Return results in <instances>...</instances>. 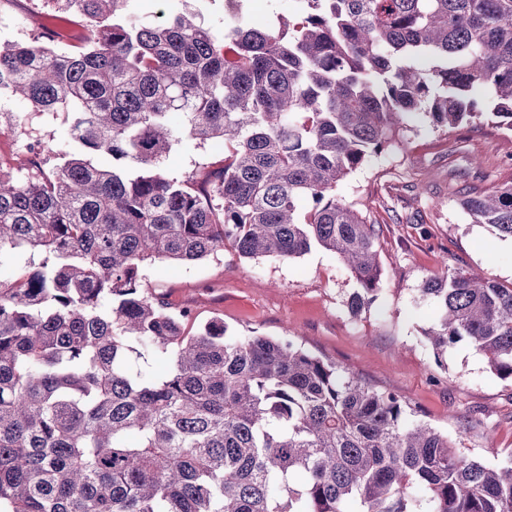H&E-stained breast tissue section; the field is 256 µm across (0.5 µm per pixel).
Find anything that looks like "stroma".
<instances>
[{
	"instance_id": "obj_1",
	"label": "stroma",
	"mask_w": 512,
	"mask_h": 512,
	"mask_svg": "<svg viewBox=\"0 0 512 512\" xmlns=\"http://www.w3.org/2000/svg\"><path fill=\"white\" fill-rule=\"evenodd\" d=\"M132 6L150 21L172 10L192 13L215 34L224 32V0H133ZM47 27L72 46L85 36L83 24L55 0H0V47L33 42ZM27 110L16 98L0 105V168L21 178L31 173L23 165L24 143L39 139V168L50 172L64 161L73 122L72 113L56 112L29 115L18 126L17 115ZM409 125L406 146L372 157L336 189L337 198L361 208L380 229L381 290L360 316L346 308L356 280L319 247L290 260L243 259L228 247L201 261L152 265L144 282L173 308L190 310L188 334L218 317L232 336L288 337L396 394L462 452L503 466L512 463V386L489 371L468 341L435 353L423 332L436 307L419 289L451 269L512 282V239L472 223L458 205L459 198L512 178V130L485 118L448 134L422 116ZM223 164V145L186 137L163 162L174 176H202Z\"/></svg>"
}]
</instances>
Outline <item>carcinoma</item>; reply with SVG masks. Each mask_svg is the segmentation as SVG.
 Instances as JSON below:
<instances>
[{"label": "carcinoma", "instance_id": "cac0c4a2", "mask_svg": "<svg viewBox=\"0 0 512 512\" xmlns=\"http://www.w3.org/2000/svg\"><path fill=\"white\" fill-rule=\"evenodd\" d=\"M130 2L61 0L88 28L73 50L44 33L0 49V84L72 113L79 149L26 180L0 169V257H38L0 279V512H512V466L288 339L219 320L187 336L188 314L143 286L147 267L227 244L288 260L317 246L359 283L360 316L378 233L336 186L405 144L412 114L512 130V0H298L293 20L237 13L220 36ZM178 134L222 142L224 166L168 174ZM460 206L512 239V181ZM420 292L436 353L466 339L512 383V284L454 269ZM138 345L166 369L137 365Z\"/></svg>", "mask_w": 512, "mask_h": 512}]
</instances>
